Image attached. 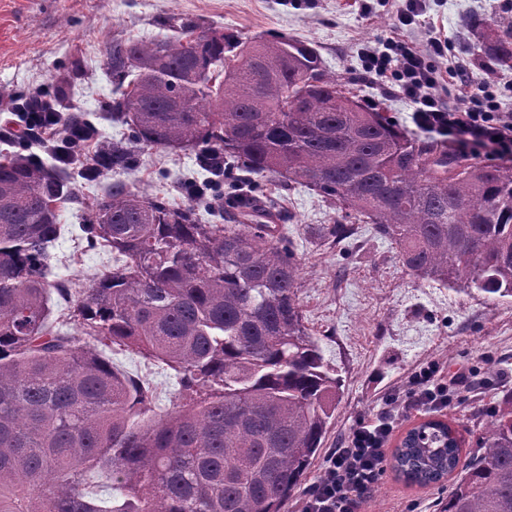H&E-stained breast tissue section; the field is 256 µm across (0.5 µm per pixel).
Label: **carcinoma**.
<instances>
[{
  "label": "carcinoma",
  "mask_w": 512,
  "mask_h": 512,
  "mask_svg": "<svg viewBox=\"0 0 512 512\" xmlns=\"http://www.w3.org/2000/svg\"><path fill=\"white\" fill-rule=\"evenodd\" d=\"M485 29L490 74L512 73V20ZM161 39L112 38V121L128 135L86 158L84 176L127 171L146 149L217 157L234 185L204 224L201 200L171 206L112 185L89 207L88 239L112 267L88 288L58 283L59 216L79 204L68 170L0 158V512H102L87 477L112 486L110 512H283L320 454L343 378L309 333L297 243L264 224L279 203L254 177L313 190L374 225L416 278L512 298V165L450 156L365 109L354 83L285 35L242 42L169 16ZM66 117L69 152L81 149ZM68 303L50 323L51 291ZM110 342L175 372L180 403L149 417L145 383L96 348ZM406 483L458 473L439 512H512V398L490 407L474 450L428 420L391 453Z\"/></svg>",
  "instance_id": "cac0c4a2"
}]
</instances>
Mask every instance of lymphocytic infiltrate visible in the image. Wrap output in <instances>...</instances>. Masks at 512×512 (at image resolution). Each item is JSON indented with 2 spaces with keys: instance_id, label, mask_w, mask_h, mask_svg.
<instances>
[{
  "instance_id": "f902f5d3",
  "label": "lymphocytic infiltrate",
  "mask_w": 512,
  "mask_h": 512,
  "mask_svg": "<svg viewBox=\"0 0 512 512\" xmlns=\"http://www.w3.org/2000/svg\"><path fill=\"white\" fill-rule=\"evenodd\" d=\"M426 0H401L391 15V34L365 43L360 59L364 75L384 88L398 89L413 105L411 121L425 133L451 138L457 146L496 148L512 143V113L501 111L494 84L473 82L464 70H442L448 58V40L435 35L425 47L409 39L426 27ZM458 87L457 104L444 103L440 91L448 79ZM7 113L0 140L25 147L49 148L62 134L64 114L49 104L42 90L24 98L0 97ZM475 371L443 372L428 362L415 369L398 401L400 407L443 409L475 383ZM399 409L360 422L326 460L323 475L303 503L302 512H361L362 504L383 479L388 441L399 419Z\"/></svg>"
}]
</instances>
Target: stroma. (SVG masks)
<instances>
[{
  "label": "stroma",
  "instance_id": "stroma-1",
  "mask_svg": "<svg viewBox=\"0 0 512 512\" xmlns=\"http://www.w3.org/2000/svg\"><path fill=\"white\" fill-rule=\"evenodd\" d=\"M428 13L447 35L449 55L466 66L472 81H485L475 62L478 37L465 21L511 14L512 0H430ZM172 14L205 28H224L244 41L279 33L309 43L337 79H358L357 94L366 108L386 115L403 131L413 128L409 101L361 78V42L388 36L391 25L389 8L368 12L361 0H0V95L52 88L67 67L80 65L79 78L61 96L63 108L84 113L101 140L121 137L124 129L110 115L116 93L104 45L114 37H164L161 22ZM206 176L194 153L150 150L116 178L181 206L186 202L184 181L200 182ZM116 178L89 182L80 167L71 169L80 202L60 218L62 232L51 259L55 279L86 288L111 266V252L85 237L82 226L88 214L81 204L105 196ZM263 191L275 194L290 215L288 226L301 244L297 260L305 280L299 302L325 359L345 380L325 448L338 447L359 420L370 418L389 394L404 389L414 367L429 359L445 367H473L491 384L436 412L404 411L397 435L434 417L472 443L490 404L512 390V298L488 301L414 278L393 246L368 224L353 223L345 242L332 243L319 237L318 228L344 217L315 192L301 186L284 191L268 179ZM102 353L152 387L155 416L172 410L178 399L172 370L129 350L106 347ZM450 488L447 481L408 485L390 472L363 512H434Z\"/></svg>",
  "mask_w": 512,
  "mask_h": 512
}]
</instances>
